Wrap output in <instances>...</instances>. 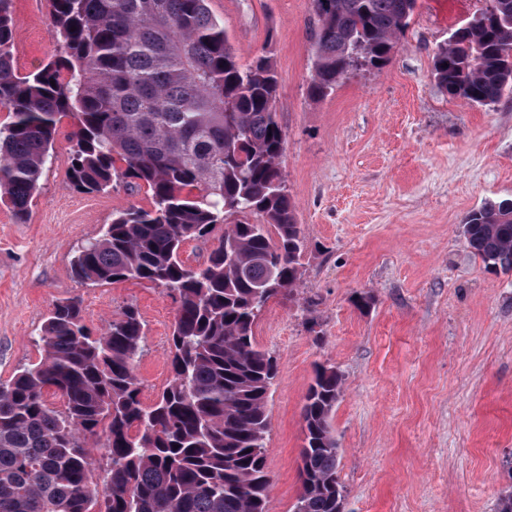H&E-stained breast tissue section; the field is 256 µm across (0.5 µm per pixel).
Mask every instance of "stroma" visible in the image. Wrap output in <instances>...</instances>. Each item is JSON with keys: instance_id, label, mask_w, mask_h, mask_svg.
<instances>
[{"instance_id": "35a3bbf8", "label": "stroma", "mask_w": 512, "mask_h": 512, "mask_svg": "<svg viewBox=\"0 0 512 512\" xmlns=\"http://www.w3.org/2000/svg\"><path fill=\"white\" fill-rule=\"evenodd\" d=\"M480 0H418L381 68L312 98L310 0H209L242 62L270 52L279 79L281 167L305 238L302 276L254 327L277 361L266 451L271 512H293L301 406L315 364L343 389L331 417L345 512H498L512 492V271L493 272L461 222L512 198V97L472 106L440 91L432 58ZM20 72L48 62L58 35L48 0H14ZM63 119L27 223L0 201V383L37 362L35 338L59 300L77 297L92 332L136 306V362L150 403L171 378L176 306L127 279L91 287L71 273L113 214L150 208L120 183L76 191Z\"/></svg>"}]
</instances>
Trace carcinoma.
<instances>
[{
  "label": "carcinoma",
  "mask_w": 512,
  "mask_h": 512,
  "mask_svg": "<svg viewBox=\"0 0 512 512\" xmlns=\"http://www.w3.org/2000/svg\"><path fill=\"white\" fill-rule=\"evenodd\" d=\"M416 4L311 0V95L385 65ZM50 21L56 53L22 74L13 0H0V110L11 118L0 127V193L26 223L69 117L76 190L124 182L151 194L152 208L115 214L71 270L92 285L138 279L166 290L177 303L172 378L143 402L136 306L94 338L79 300L55 304L39 335L41 359L0 384V512H269L266 409L276 362L253 328L270 298L291 292L305 246L280 166L274 62L242 63L209 0H51ZM432 76L473 105L512 91V0H484L452 30ZM507 203L487 202L462 220L468 247L492 270H512ZM212 235L219 246L185 265V241ZM48 391L63 409L50 406ZM341 392L339 371L316 365L301 408L294 512L344 507L331 426ZM101 436L97 460L88 445Z\"/></svg>",
  "instance_id": "obj_1"
}]
</instances>
